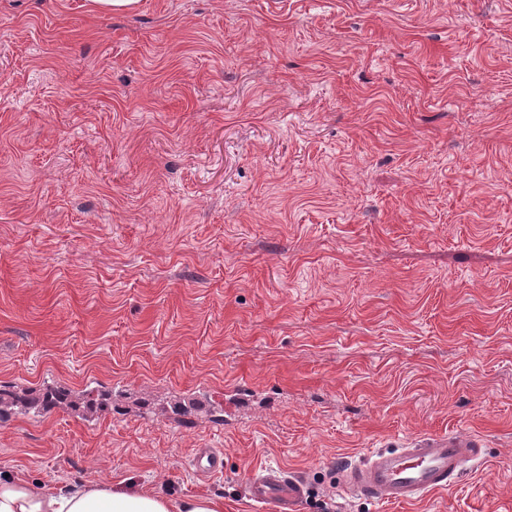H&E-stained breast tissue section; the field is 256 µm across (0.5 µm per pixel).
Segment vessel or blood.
<instances>
[{
    "mask_svg": "<svg viewBox=\"0 0 512 512\" xmlns=\"http://www.w3.org/2000/svg\"><path fill=\"white\" fill-rule=\"evenodd\" d=\"M478 452L477 442L461 435L430 436L404 448L372 451L360 464L339 470L340 491L377 503H407L447 489ZM192 465L203 476L224 470V455L214 448L196 449ZM251 501L273 512H299L309 487L305 480L266 468L249 476Z\"/></svg>",
    "mask_w": 512,
    "mask_h": 512,
    "instance_id": "vessel-or-blood-1",
    "label": "vessel or blood"
}]
</instances>
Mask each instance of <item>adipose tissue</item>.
I'll return each mask as SVG.
<instances>
[{
  "label": "adipose tissue",
  "mask_w": 512,
  "mask_h": 512,
  "mask_svg": "<svg viewBox=\"0 0 512 512\" xmlns=\"http://www.w3.org/2000/svg\"><path fill=\"white\" fill-rule=\"evenodd\" d=\"M0 512H224L223 500L209 496L172 500L123 481L58 491L44 483L0 476Z\"/></svg>",
  "instance_id": "ef3b65f1"
}]
</instances>
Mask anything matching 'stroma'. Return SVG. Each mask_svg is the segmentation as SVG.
<instances>
[{
    "label": "stroma",
    "instance_id": "35a3bbf8",
    "mask_svg": "<svg viewBox=\"0 0 512 512\" xmlns=\"http://www.w3.org/2000/svg\"><path fill=\"white\" fill-rule=\"evenodd\" d=\"M46 381L112 409L0 421V473L512 512V0H0V384ZM455 433L448 490L336 487ZM195 471L201 476H209L224 471V455L215 448H198L192 459ZM246 488L251 501L262 507H270L275 512H298L309 490L302 478L286 475L275 468H265L251 474Z\"/></svg>",
    "mask_w": 512,
    "mask_h": 512
}]
</instances>
